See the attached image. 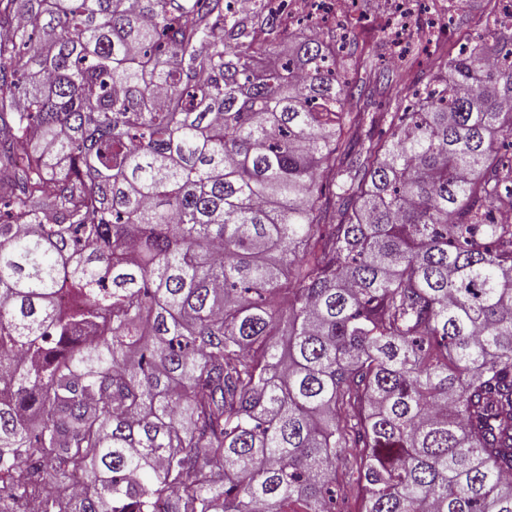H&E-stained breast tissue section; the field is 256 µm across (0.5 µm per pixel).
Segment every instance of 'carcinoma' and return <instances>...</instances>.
<instances>
[{
    "mask_svg": "<svg viewBox=\"0 0 512 512\" xmlns=\"http://www.w3.org/2000/svg\"><path fill=\"white\" fill-rule=\"evenodd\" d=\"M287 29L0 0V512H512V27L411 112Z\"/></svg>",
    "mask_w": 512,
    "mask_h": 512,
    "instance_id": "1",
    "label": "carcinoma"
}]
</instances>
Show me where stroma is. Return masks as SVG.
<instances>
[{
	"instance_id": "obj_1",
	"label": "stroma",
	"mask_w": 512,
	"mask_h": 512,
	"mask_svg": "<svg viewBox=\"0 0 512 512\" xmlns=\"http://www.w3.org/2000/svg\"><path fill=\"white\" fill-rule=\"evenodd\" d=\"M388 8L387 0H357L355 15L345 28L344 52L357 64L352 75L372 97V111L399 112L406 105V88L437 73V56H456L473 43L495 16L493 0H424L414 20L432 22L428 47L417 48L393 69L385 63L393 50L378 22Z\"/></svg>"
}]
</instances>
